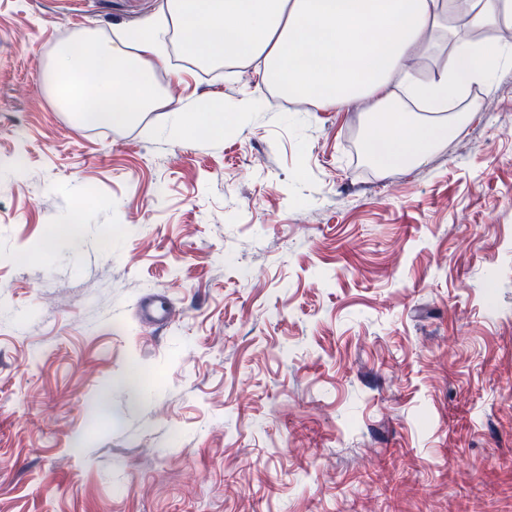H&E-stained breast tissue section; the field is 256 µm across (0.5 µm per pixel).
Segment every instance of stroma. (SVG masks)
<instances>
[{"instance_id": "35a3bbf8", "label": "stroma", "mask_w": 512, "mask_h": 512, "mask_svg": "<svg viewBox=\"0 0 512 512\" xmlns=\"http://www.w3.org/2000/svg\"><path fill=\"white\" fill-rule=\"evenodd\" d=\"M166 10L0 0V512H512V64L388 173L376 113L172 34L161 107L74 123L57 46ZM210 98L257 108L173 137ZM138 311L142 320L160 326L166 325L173 313L168 299L160 293L145 296L139 303Z\"/></svg>"}]
</instances>
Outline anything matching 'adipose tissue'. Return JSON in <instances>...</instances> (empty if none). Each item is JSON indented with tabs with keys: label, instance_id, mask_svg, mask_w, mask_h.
Masks as SVG:
<instances>
[{
	"label": "adipose tissue",
	"instance_id": "ef3b65f1",
	"mask_svg": "<svg viewBox=\"0 0 512 512\" xmlns=\"http://www.w3.org/2000/svg\"><path fill=\"white\" fill-rule=\"evenodd\" d=\"M174 25L181 51L202 63H257L261 83L319 108L365 103L381 120L366 155L379 171L426 163L454 132L450 102L488 81L489 61H512V45L490 39L512 26V0H167L158 23L114 38L85 32L53 59L59 103L85 126L122 127L157 107L154 83L164 56L163 26ZM451 49L426 80L406 61L426 54L440 35ZM421 103L432 119L391 112L394 91Z\"/></svg>",
	"mask_w": 512,
	"mask_h": 512
}]
</instances>
